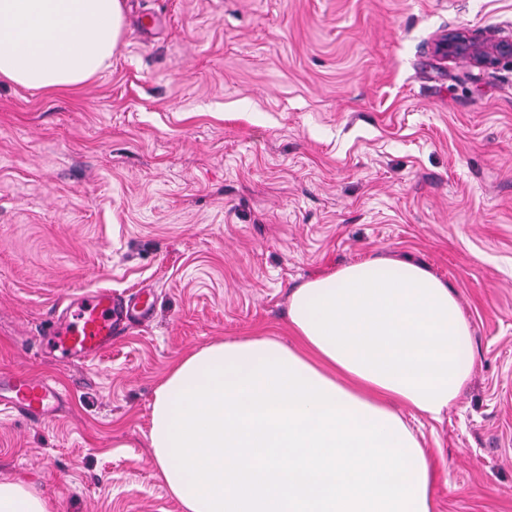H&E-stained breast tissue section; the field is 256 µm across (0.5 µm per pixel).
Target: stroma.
Returning <instances> with one entry per match:
<instances>
[{
  "mask_svg": "<svg viewBox=\"0 0 512 512\" xmlns=\"http://www.w3.org/2000/svg\"><path fill=\"white\" fill-rule=\"evenodd\" d=\"M111 65L75 90L0 82V371L55 379L41 423L0 410V481L52 512H180L147 436L186 352L292 336V288L371 258L456 295L475 366L442 420L409 418L434 512H512V0H124ZM154 16L146 32V16ZM151 290L94 362L41 322L76 294ZM438 50L448 57H464L478 66H490L502 54H511L512 44H487L469 38L463 33L454 32L448 33V36L441 39L438 43Z\"/></svg>",
  "mask_w": 512,
  "mask_h": 512,
  "instance_id": "35a3bbf8",
  "label": "stroma"
}]
</instances>
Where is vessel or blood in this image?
Returning a JSON list of instances; mask_svg holds the SVG:
<instances>
[{"label": "vessel or blood", "mask_w": 512, "mask_h": 512, "mask_svg": "<svg viewBox=\"0 0 512 512\" xmlns=\"http://www.w3.org/2000/svg\"><path fill=\"white\" fill-rule=\"evenodd\" d=\"M153 311L152 295L138 291L122 298L100 288L76 298L67 308L65 320L51 319L43 332L62 357L93 362L112 345L124 323L143 321ZM34 420L51 417L63 401L55 383L24 372H0V402Z\"/></svg>", "instance_id": "obj_1"}]
</instances>
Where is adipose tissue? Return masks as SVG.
Listing matches in <instances>:
<instances>
[{
  "label": "adipose tissue",
  "mask_w": 512,
  "mask_h": 512,
  "mask_svg": "<svg viewBox=\"0 0 512 512\" xmlns=\"http://www.w3.org/2000/svg\"><path fill=\"white\" fill-rule=\"evenodd\" d=\"M122 0H0V81L77 88L110 66ZM294 345L218 341L157 388L148 448L181 512H432L404 411L440 419L474 367L456 296L423 265L347 264L289 296ZM0 512H51L0 481Z\"/></svg>",
  "instance_id": "adipose-tissue-1"
}]
</instances>
